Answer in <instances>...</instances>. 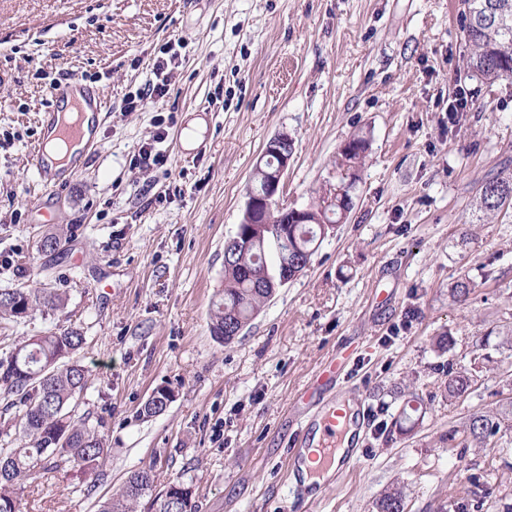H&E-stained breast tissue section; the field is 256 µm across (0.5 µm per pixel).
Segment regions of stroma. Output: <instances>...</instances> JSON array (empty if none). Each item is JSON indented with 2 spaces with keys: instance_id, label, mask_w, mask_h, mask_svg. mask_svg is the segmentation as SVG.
<instances>
[{
  "instance_id": "stroma-1",
  "label": "stroma",
  "mask_w": 512,
  "mask_h": 512,
  "mask_svg": "<svg viewBox=\"0 0 512 512\" xmlns=\"http://www.w3.org/2000/svg\"><path fill=\"white\" fill-rule=\"evenodd\" d=\"M166 45L177 55L168 94L128 110ZM465 55L458 0H0V289L48 283L67 297L63 313L0 324V349L82 327L78 411L104 419L111 449L95 476L27 479L19 512H97L148 466L157 487L192 484L199 512H283L288 440L312 412L297 396L342 344L350 358L327 394L356 405L355 465L293 512H375L396 484L407 512H454L479 485L488 512H512V442L462 462L446 451L449 428L512 403L506 346L468 395L444 393V364L468 368L476 341L512 327V211L487 224L475 208L481 182L512 168V77L466 79ZM71 78L103 89L107 110L98 152L49 195L29 153L51 83ZM462 92L468 108L451 118ZM168 117L167 164L133 169ZM194 126L201 139L178 146ZM282 131L288 207L335 181L339 151L368 138L353 208L221 344L208 323L224 241ZM57 224L77 227L59 256L40 248ZM464 272L480 285L468 305L448 292ZM160 387L172 402L142 416ZM413 390L423 413L403 435L392 425Z\"/></svg>"
}]
</instances>
